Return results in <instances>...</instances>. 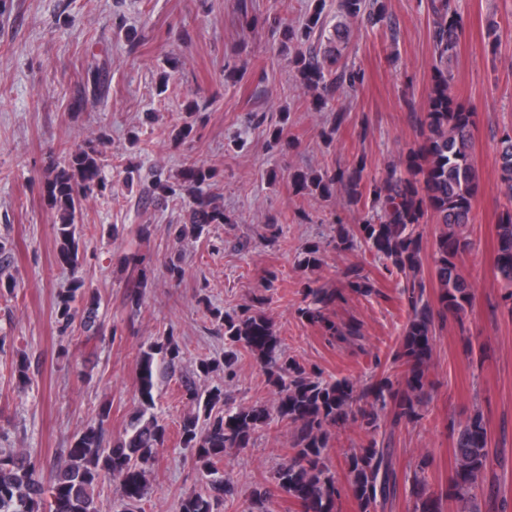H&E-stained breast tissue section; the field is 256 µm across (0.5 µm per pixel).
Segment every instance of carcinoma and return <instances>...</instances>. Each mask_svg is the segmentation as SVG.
<instances>
[{
    "label": "carcinoma",
    "instance_id": "carcinoma-1",
    "mask_svg": "<svg viewBox=\"0 0 512 512\" xmlns=\"http://www.w3.org/2000/svg\"><path fill=\"white\" fill-rule=\"evenodd\" d=\"M430 38L432 75L424 110L413 115L423 129V140L406 151L398 167L370 185L363 182L364 160L353 167L320 177L303 172L291 175L299 194L318 192L324 197L340 195L351 205L365 203L370 197L375 214L360 219L350 230L336 228L335 248L345 251L363 243L382 255L406 281L405 294L411 315L404 328L393 363L401 376L392 381L385 376L362 388L346 379L326 381L312 376L292 358L278 354L276 338L269 321L246 308L241 313L223 315L213 311L224 326V338L232 349L223 360L202 359L197 372L183 381L189 411L183 415L179 432L183 448L190 451L194 463L207 480L205 494L183 497L179 512H221L224 497L232 489L218 474L215 465L227 448H247L256 430L270 421L258 408H224V388L206 387L201 378L219 369L232 378L241 346L261 358L262 368L279 394L276 419L292 428L290 448L285 452L275 474L277 486L300 501L305 512H336L341 490L326 461L331 429L349 420L359 423L370 438L348 456L351 489L361 512L393 502L400 481L394 463L395 429L405 423L417 425L424 419L423 407L428 398L425 363L431 356L436 321L452 315L462 317L472 301V290L464 277L460 261L472 242L469 226L479 185L471 163L475 113L460 104L450 92L453 79L448 64L457 56L462 36V18L454 0H430ZM323 0H317L297 28L283 26L280 32L299 49L288 57V67L312 92L314 109L321 111L334 100L336 91L354 89L363 81L361 72L348 63L354 29L370 24L387 23L396 32V23L387 14L385 0H341L336 25L324 36ZM326 42L311 43L312 36ZM501 191L509 202L499 221L495 269L510 286L502 301L512 311V128L503 130L498 147ZM101 151L91 142L68 149L61 168L52 170L48 182V199L55 209L60 239L58 261L69 267L71 287L57 296L55 321L66 333L80 322L90 336L102 333L98 323V301L84 288L77 275L79 238L77 212L82 201L96 190H103ZM210 170L190 160L184 164L179 188L187 193L190 226L179 236L196 239L208 233L212 224H224V210L214 200L202 195L201 185L211 180ZM435 225L431 278L439 288L437 303L425 298L426 285L420 277L423 236L418 228ZM145 259L134 254L128 259L131 274L126 300L141 304V288L147 283ZM345 288L368 296L373 288L360 270L349 267L344 272ZM307 303L298 309L300 317L317 324L326 341L354 339L362 336L361 325L350 320L336 323L327 315L331 305L345 299L340 289L308 288ZM181 350L173 336L148 345L141 352L138 390L142 408L130 422L126 437L112 445L110 408H103L96 422L74 436L67 459L58 465L45 485L40 461L19 451L0 456V512H98L95 488L105 476L121 481L124 512L146 495L143 465L164 447L167 430L155 416H146L153 408L155 376L159 363L174 365ZM31 362L22 353L11 361L10 376L19 389L32 382ZM390 419L384 430L379 415ZM382 440H377V432ZM491 437L479 415L460 426L456 437V467L448 477V486L437 494H422L418 512H481L493 501L492 488L486 483Z\"/></svg>",
    "mask_w": 512,
    "mask_h": 512
}]
</instances>
